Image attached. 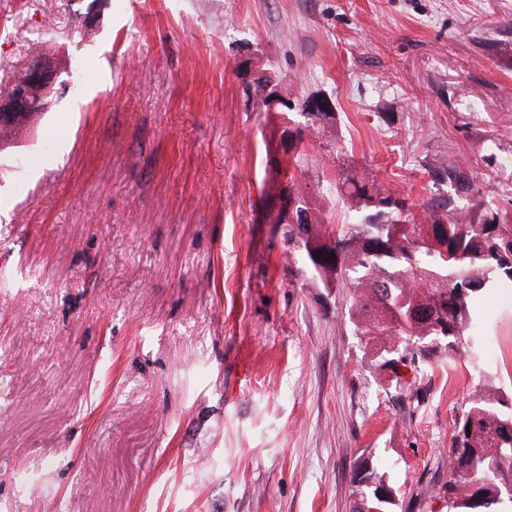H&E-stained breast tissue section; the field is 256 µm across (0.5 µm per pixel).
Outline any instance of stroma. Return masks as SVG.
I'll return each mask as SVG.
<instances>
[{"instance_id": "obj_1", "label": "stroma", "mask_w": 512, "mask_h": 512, "mask_svg": "<svg viewBox=\"0 0 512 512\" xmlns=\"http://www.w3.org/2000/svg\"><path fill=\"white\" fill-rule=\"evenodd\" d=\"M37 41L60 74L0 153V512H352L364 460L444 512L471 390L512 395V285L481 361L403 403L345 301L288 276L239 61L331 101L301 183L358 168L418 209L457 160L512 211V0H0V81Z\"/></svg>"}]
</instances>
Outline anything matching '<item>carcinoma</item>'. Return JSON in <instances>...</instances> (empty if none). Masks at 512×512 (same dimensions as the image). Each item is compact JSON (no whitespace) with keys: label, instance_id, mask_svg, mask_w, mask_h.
Wrapping results in <instances>:
<instances>
[{"label":"carcinoma","instance_id":"obj_1","mask_svg":"<svg viewBox=\"0 0 512 512\" xmlns=\"http://www.w3.org/2000/svg\"><path fill=\"white\" fill-rule=\"evenodd\" d=\"M294 107L305 117L299 140L317 135L323 122L304 104ZM287 180L299 201L298 222L280 225L294 260L289 275L302 287L345 295L351 332L398 389L414 390L438 352L477 359L473 307L492 282H512V221L473 194L462 165L436 171L434 181L448 183L451 193L427 202L421 217L368 173L346 176L333 186L347 204L345 223L332 231L310 214V186ZM491 462L512 476V397L485 379L455 419L448 480L430 496L446 498L448 512H512V493L487 475ZM354 483L353 512H398L385 473L362 464Z\"/></svg>","mask_w":512,"mask_h":512}]
</instances>
